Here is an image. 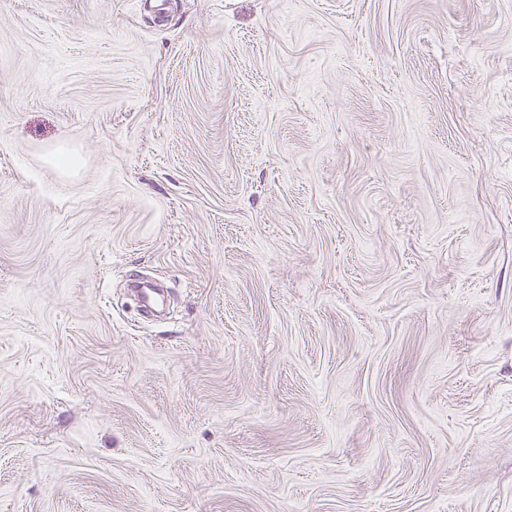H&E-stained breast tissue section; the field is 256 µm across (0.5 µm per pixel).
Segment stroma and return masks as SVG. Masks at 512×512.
<instances>
[{"instance_id":"35a3bbf8","label":"stroma","mask_w":512,"mask_h":512,"mask_svg":"<svg viewBox=\"0 0 512 512\" xmlns=\"http://www.w3.org/2000/svg\"><path fill=\"white\" fill-rule=\"evenodd\" d=\"M0 512H512V0H0Z\"/></svg>"}]
</instances>
